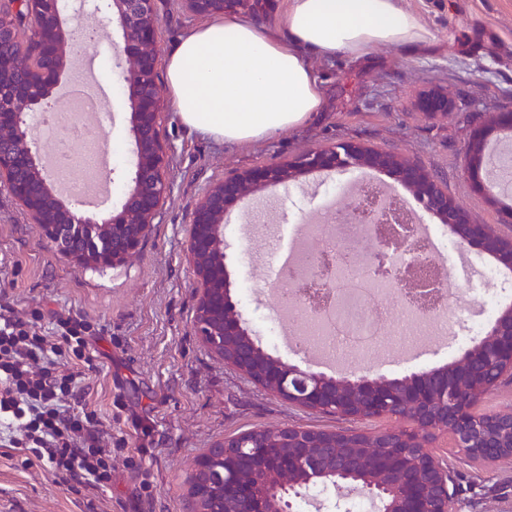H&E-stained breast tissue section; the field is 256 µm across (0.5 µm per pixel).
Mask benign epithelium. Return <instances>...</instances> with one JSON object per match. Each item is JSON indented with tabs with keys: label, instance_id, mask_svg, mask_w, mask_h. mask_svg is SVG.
Here are the masks:
<instances>
[{
	"label": "benign epithelium",
	"instance_id": "7a95c632",
	"mask_svg": "<svg viewBox=\"0 0 512 512\" xmlns=\"http://www.w3.org/2000/svg\"><path fill=\"white\" fill-rule=\"evenodd\" d=\"M0 0V187L22 208L43 237L72 262L95 269L114 268L139 252L161 213L172 184V146L162 130L165 101L159 83L157 51L160 18L155 0ZM198 17H224L250 7L249 0H182ZM117 25L113 63L128 91L134 170L120 208L90 214L57 198L41 162L45 146L32 134V120L44 111L70 58L87 48L84 14ZM31 33L20 43L19 32ZM426 112L448 111V96L431 92L419 100ZM512 133V113L501 112L477 128L468 147L467 172L483 187L475 155L501 133ZM502 192L512 193V160L488 162ZM351 167L386 170L409 190L462 248H474L512 269V240L448 202V194L419 166L393 152L348 142L296 156L264 168L244 169L209 183L191 216L187 259L198 288L194 331L224 363L288 404L350 420L400 418L410 425L371 433L317 430L297 425L257 428L224 437L194 461L193 489L184 512H224V498L239 500L237 512H296L294 502L316 490L334 492V512H349L353 493L371 501L376 512H453L450 474L427 451L433 437L446 434L467 457L494 462L512 457V408L477 412L465 392L487 393L512 377V306L498 312L486 332L473 337L454 361L430 370L389 377L380 371L351 369L326 374L267 353L248 327L232 294L227 269L224 223L229 208L274 186L288 187L302 175ZM366 275L391 282L406 303L425 315V291L410 282L407 266L429 261L426 246L413 237H367ZM344 260L325 266L308 258V272L337 277ZM380 442L389 459L326 456L322 448H372Z\"/></svg>",
	"mask_w": 512,
	"mask_h": 512
}]
</instances>
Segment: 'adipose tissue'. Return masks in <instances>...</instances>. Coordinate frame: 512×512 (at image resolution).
Masks as SVG:
<instances>
[{
  "label": "adipose tissue",
  "instance_id": "ef3b65f1",
  "mask_svg": "<svg viewBox=\"0 0 512 512\" xmlns=\"http://www.w3.org/2000/svg\"><path fill=\"white\" fill-rule=\"evenodd\" d=\"M431 32L397 0H285L280 27L228 16L181 36L164 60L185 128L231 145L303 126L322 105L311 52L361 58L379 46L428 42Z\"/></svg>",
  "mask_w": 512,
  "mask_h": 512
}]
</instances>
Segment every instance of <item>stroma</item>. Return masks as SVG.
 Segmentation results:
<instances>
[{"instance_id": "1", "label": "stroma", "mask_w": 512, "mask_h": 512, "mask_svg": "<svg viewBox=\"0 0 512 512\" xmlns=\"http://www.w3.org/2000/svg\"><path fill=\"white\" fill-rule=\"evenodd\" d=\"M418 15L432 40L421 46L378 47L367 56L307 54L323 92L321 110L294 130L245 146L227 145L184 129L173 110L163 115L172 144L171 194L139 253L124 265L91 270L71 263L29 223L0 190V304L22 317L41 313L53 330L55 315L89 321L102 338L85 371L89 407L112 436V486L94 490L55 476L47 464L0 447V512H183L192 460L224 437L254 428L300 425L322 430L395 428L386 419L359 422L315 414L280 400L225 366L195 336V277L185 258L191 212L204 185L243 168H261L317 148L349 141L402 154L430 172L459 205L486 224H498L490 192L474 188L467 149L473 132L495 114L512 112V0H399ZM158 49L198 25L180 0H156ZM106 94L105 118L113 201H120L133 156L128 94L110 50L92 76ZM448 95V111L433 115L420 94ZM362 171L312 173L289 190L271 187L234 208L225 230L231 252L229 278L249 324L266 350L292 359L287 344L270 341L276 323L271 254L325 204L352 190ZM415 210L444 246L454 303L450 317L476 315L474 297L495 292L512 304V273L489 282L464 263L462 249L423 205ZM402 342L371 356L343 358L346 366L390 375L439 367L464 346L463 329L402 322ZM429 453L447 466L459 486L456 512H512V458L482 466L440 435Z\"/></svg>"}]
</instances>
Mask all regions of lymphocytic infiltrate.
I'll list each match as a JSON object with an SVG mask.
<instances>
[{
	"label": "lymphocytic infiltrate",
	"mask_w": 512,
	"mask_h": 512,
	"mask_svg": "<svg viewBox=\"0 0 512 512\" xmlns=\"http://www.w3.org/2000/svg\"><path fill=\"white\" fill-rule=\"evenodd\" d=\"M90 322L37 319L0 305V446L32 453L52 472L94 489L112 484V436L96 412L82 409Z\"/></svg>",
	"instance_id": "f902f5d3"
}]
</instances>
